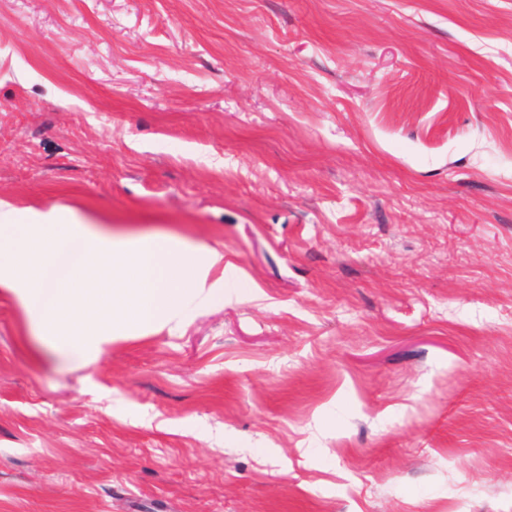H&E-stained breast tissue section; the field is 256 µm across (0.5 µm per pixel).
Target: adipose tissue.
I'll list each match as a JSON object with an SVG mask.
<instances>
[{
  "instance_id": "ef3b65f1",
  "label": "adipose tissue",
  "mask_w": 512,
  "mask_h": 512,
  "mask_svg": "<svg viewBox=\"0 0 512 512\" xmlns=\"http://www.w3.org/2000/svg\"><path fill=\"white\" fill-rule=\"evenodd\" d=\"M0 288L18 300L43 344L83 367L113 337L153 329L191 304L223 302L224 255L0 199Z\"/></svg>"
}]
</instances>
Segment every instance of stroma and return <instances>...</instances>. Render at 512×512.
Masks as SVG:
<instances>
[{
	"label": "stroma",
	"mask_w": 512,
	"mask_h": 512,
	"mask_svg": "<svg viewBox=\"0 0 512 512\" xmlns=\"http://www.w3.org/2000/svg\"><path fill=\"white\" fill-rule=\"evenodd\" d=\"M224 252L58 361L0 291V512H512V0H0V199Z\"/></svg>",
	"instance_id": "1"
}]
</instances>
